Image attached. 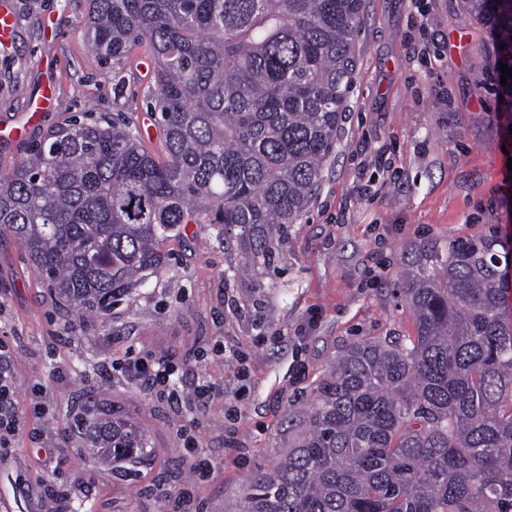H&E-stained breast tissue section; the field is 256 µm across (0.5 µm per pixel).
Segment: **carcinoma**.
<instances>
[{"instance_id": "cac0c4a2", "label": "carcinoma", "mask_w": 512, "mask_h": 512, "mask_svg": "<svg viewBox=\"0 0 512 512\" xmlns=\"http://www.w3.org/2000/svg\"><path fill=\"white\" fill-rule=\"evenodd\" d=\"M104 63L147 45L162 155L123 114L74 118L0 170V236L81 321L111 315L168 266L186 224L235 234L259 269L315 191L338 138L364 0H88ZM512 46V0H463ZM494 234L405 249L414 334L345 346L305 433L243 490V512H512V307ZM97 459L141 463L114 416L87 429Z\"/></svg>"}]
</instances>
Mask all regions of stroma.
I'll return each instance as SVG.
<instances>
[{
	"mask_svg": "<svg viewBox=\"0 0 512 512\" xmlns=\"http://www.w3.org/2000/svg\"><path fill=\"white\" fill-rule=\"evenodd\" d=\"M0 38V169L72 116L133 117L160 147L147 98L152 57L115 66L86 48L88 0H6ZM433 32L421 35L415 11ZM497 44L462 0H365L352 88L320 183L263 271L206 224L167 243L169 269L112 307L107 321L69 323L22 247L0 239V361L23 424L0 447V512H239L243 489L298 438L338 352L412 334L401 256L427 239L496 231L512 242L506 157L493 122ZM52 95L39 123L29 104ZM172 362L183 391L214 385L206 406L174 408L112 369L126 351ZM143 431L141 464L101 463L74 419L88 402ZM213 474L192 482L182 436ZM60 491L50 499L49 490Z\"/></svg>",
	"mask_w": 512,
	"mask_h": 512,
	"instance_id": "35a3bbf8",
	"label": "stroma"
}]
</instances>
